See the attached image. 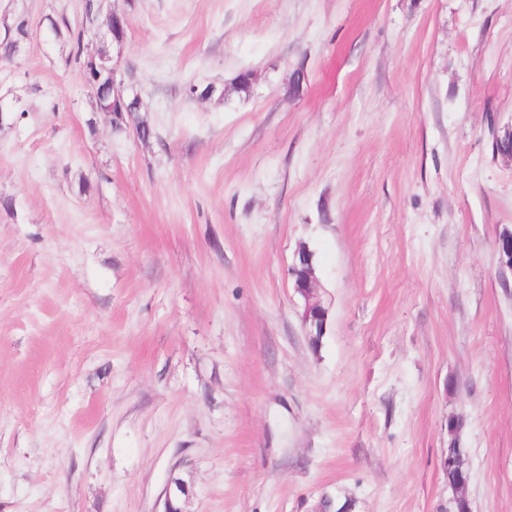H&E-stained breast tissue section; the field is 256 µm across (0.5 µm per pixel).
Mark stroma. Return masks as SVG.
I'll use <instances>...</instances> for the list:
<instances>
[{
    "mask_svg": "<svg viewBox=\"0 0 512 512\" xmlns=\"http://www.w3.org/2000/svg\"><path fill=\"white\" fill-rule=\"evenodd\" d=\"M81 5L0 0V512H163L175 473L182 512H455L459 416L471 512H512V0H114L146 141ZM96 4V13L104 19V23L100 24L96 28V32H101L100 46L97 51V56L102 62V68L107 72L109 81V90L112 92V109L123 102L125 98L124 82L120 78H117V71L112 66H107L106 63L109 61V49H108V37H112V26L113 22L120 23L124 16H119L118 12L111 8L110 0H94ZM98 59L93 62L91 58L84 59L81 64L82 73L86 84L94 93V109L96 112H100L105 104L110 102V93L107 88V81L105 74L101 75V70L98 65L101 63ZM10 31V34H9ZM29 35V22L23 17L15 19L13 25L8 28V37H5L0 43L2 51L1 58L10 60L20 48L21 44L27 40ZM494 129L492 140L495 155L512 163V123ZM499 274L502 282L509 285L507 274L512 277V229H504L500 232L497 242ZM294 290L304 300L301 316L305 336L310 345L320 343L326 333L328 311L316 291L314 254L307 247H299L290 267Z\"/></svg>",
    "mask_w": 512,
    "mask_h": 512,
    "instance_id": "obj_1",
    "label": "stroma"
}]
</instances>
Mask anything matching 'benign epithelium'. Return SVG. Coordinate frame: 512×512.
I'll use <instances>...</instances> for the list:
<instances>
[{
  "label": "benign epithelium",
  "mask_w": 512,
  "mask_h": 512,
  "mask_svg": "<svg viewBox=\"0 0 512 512\" xmlns=\"http://www.w3.org/2000/svg\"><path fill=\"white\" fill-rule=\"evenodd\" d=\"M96 13L104 19V23L97 26L96 31L101 33L100 46L97 56L102 62V68L107 72L109 90L112 92V105L123 102L125 89L123 80L117 78L114 67L107 65L109 61L108 37L112 35L113 23L121 22L122 17L111 8L110 0H94ZM494 153L502 160L512 163V124L495 128L492 134ZM499 274L502 282L509 283L508 275L512 274V229L500 232L497 242ZM294 279V290L304 300V309L301 316L302 326L309 344L319 343L326 333L328 311L316 291L314 278V254L307 247L298 248L290 267ZM448 470H458L461 478L455 486V502L460 505L459 512H470L467 498L469 471L466 467V458L462 449H448V458L444 462Z\"/></svg>",
  "instance_id": "1"
}]
</instances>
